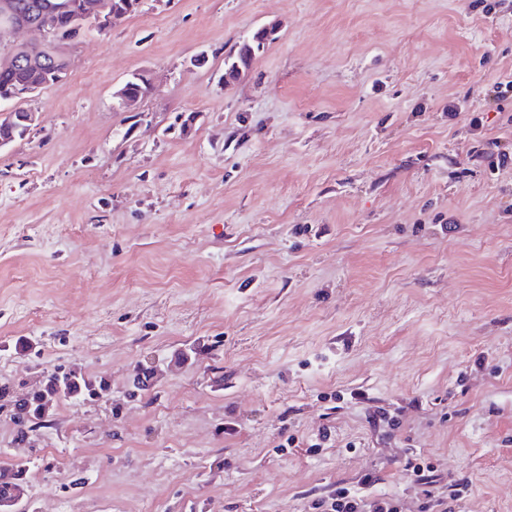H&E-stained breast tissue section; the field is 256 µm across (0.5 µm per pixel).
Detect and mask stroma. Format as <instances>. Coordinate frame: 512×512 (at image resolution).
I'll return each instance as SVG.
<instances>
[{
    "instance_id": "obj_1",
    "label": "stroma",
    "mask_w": 512,
    "mask_h": 512,
    "mask_svg": "<svg viewBox=\"0 0 512 512\" xmlns=\"http://www.w3.org/2000/svg\"><path fill=\"white\" fill-rule=\"evenodd\" d=\"M69 53L0 149L25 512H313L368 474L423 512L416 452L467 482L456 512H512V0H142ZM56 367L112 393L16 440ZM252 41L253 42H251V43L243 42L242 44H240L237 52L235 54H233V55H229L227 57V59H225L224 65L227 66V67L228 66H232L234 64V62L240 58V56H243L245 53L250 52L254 47H255L256 50L260 49V51H262V47L260 48V46L262 45V42L261 41H254V37L252 38ZM255 55L256 54H253V52H252L250 57L247 58V60L245 61L244 64H240L239 65L238 63H235V66L227 68V70H225V72H224V80H225V82L229 83L232 80L236 79V77L238 76V74L241 71V66H247L250 63V61L255 57Z\"/></svg>"
}]
</instances>
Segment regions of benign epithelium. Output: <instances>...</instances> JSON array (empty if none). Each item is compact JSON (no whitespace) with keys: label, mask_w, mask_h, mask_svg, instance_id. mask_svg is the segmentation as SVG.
Here are the masks:
<instances>
[{"label":"benign epithelium","mask_w":512,"mask_h":512,"mask_svg":"<svg viewBox=\"0 0 512 512\" xmlns=\"http://www.w3.org/2000/svg\"><path fill=\"white\" fill-rule=\"evenodd\" d=\"M139 6L140 0H128L125 7L116 4L110 6L105 0H92L84 5V16L77 19L74 25L80 27L88 21L94 23L98 29L106 31L112 28L116 20L133 13ZM19 31L33 32L37 38L19 44L4 42L7 36ZM69 43L70 39L55 36L52 28L47 26L36 9L22 12L15 0H0V48L6 53L5 62L15 73L11 98L18 102L27 99L31 89L28 88L25 77L31 70L45 69L52 75V83L60 81L69 69L70 57L66 52ZM113 96L125 109H130L141 101L140 97L128 90L126 83L120 85L113 92ZM25 495L26 490L21 483L11 499H0V512H21Z\"/></svg>","instance_id":"benign-epithelium-1"}]
</instances>
